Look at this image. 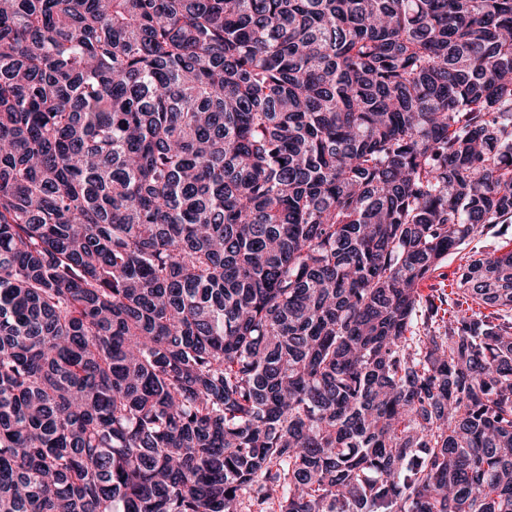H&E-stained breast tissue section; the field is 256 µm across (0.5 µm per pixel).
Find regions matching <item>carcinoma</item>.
Masks as SVG:
<instances>
[{
  "label": "carcinoma",
  "instance_id": "cac0c4a2",
  "mask_svg": "<svg viewBox=\"0 0 512 512\" xmlns=\"http://www.w3.org/2000/svg\"><path fill=\"white\" fill-rule=\"evenodd\" d=\"M512 0H0V512H512ZM500 247H505L504 250L512 248V223L502 225L494 234L476 235L467 242L460 252L449 255L448 260L432 278L422 284V295L427 297L442 293L446 295L447 299L465 301L456 286L459 268L465 264L468 256L475 253L492 252Z\"/></svg>",
  "mask_w": 512,
  "mask_h": 512
}]
</instances>
